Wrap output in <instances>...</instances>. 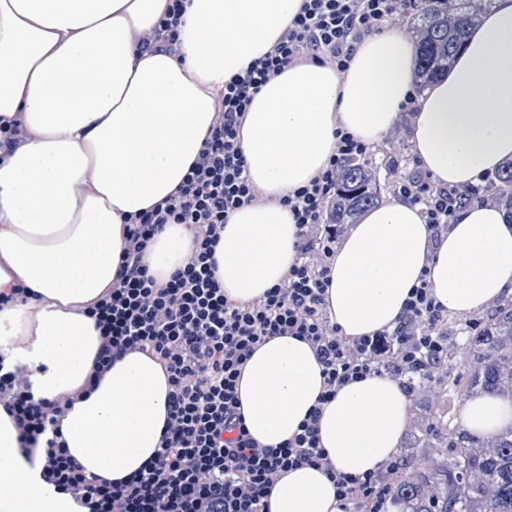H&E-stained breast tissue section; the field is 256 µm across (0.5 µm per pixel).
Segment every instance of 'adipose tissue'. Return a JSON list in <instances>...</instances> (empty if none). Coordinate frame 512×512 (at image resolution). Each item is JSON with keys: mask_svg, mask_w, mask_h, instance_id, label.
<instances>
[{"mask_svg": "<svg viewBox=\"0 0 512 512\" xmlns=\"http://www.w3.org/2000/svg\"><path fill=\"white\" fill-rule=\"evenodd\" d=\"M170 0H0V118L28 137L0 160V292L26 301L0 308V352L30 373L35 398L79 390L99 346L83 313L116 279L124 218L174 192L196 158L234 75L270 51L302 0H187L179 41L136 49ZM417 45L387 29L365 38L344 73L298 63L269 78L241 129L249 177L264 202L224 226L216 276L230 297L255 300L296 257L297 226L277 200L327 164L344 129L380 142L412 106L419 166L440 186L467 187L512 161V0H494L448 72L417 90ZM191 248L185 225L156 235L143 262L169 278ZM427 281L448 313L466 317L512 299V215L474 203L434 235L418 205L388 198L364 212L336 246L328 315L347 337L393 327L411 288ZM322 367L311 346L278 336L258 347L239 380L240 413L260 443L293 437L321 406L319 439L336 470L360 475L393 457L409 422L398 383L371 375L319 404ZM166 373L144 353L116 360L62 423L86 474L118 481L156 452L167 417ZM136 410H128V398ZM460 426L487 440L512 428V400L478 392ZM270 512H338L322 470H288ZM19 454L0 411V512H73Z\"/></svg>", "mask_w": 512, "mask_h": 512, "instance_id": "ef3b65f1", "label": "adipose tissue"}]
</instances>
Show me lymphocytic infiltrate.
Returning a JSON list of instances; mask_svg holds the SVG:
<instances>
[{
  "label": "lymphocytic infiltrate",
  "instance_id": "f902f5d3",
  "mask_svg": "<svg viewBox=\"0 0 512 512\" xmlns=\"http://www.w3.org/2000/svg\"><path fill=\"white\" fill-rule=\"evenodd\" d=\"M410 5L411 0H303L273 49L225 83L213 124L181 185L151 209L128 217L117 278L86 311L100 345L82 391L95 390L112 363L129 352L160 362L170 387L167 418L158 450L138 472L117 482L86 475L60 432L73 396L34 398L23 369H7L0 355V409L15 425L21 456L40 464L41 480L80 512H269L267 497L281 473L304 465L323 470L335 484L338 512H389L404 459L392 458L360 476L337 472L320 445V407L345 384L375 374L413 394L415 380L431 379L448 354L441 330L448 314L423 282L413 288L393 328L350 338L328 316L330 261L342 233L329 220L330 202L345 162L365 157L369 145L337 130L327 167L281 197L298 227L296 259L263 297L247 303L228 297L215 276V253L231 214L258 198L240 146L254 95L292 63H327L344 72L356 44ZM395 191L418 204L437 233L458 209L454 188L412 179L399 182ZM168 224L192 230L193 247L183 268L161 283L142 255ZM277 336L313 347L324 389L298 433L272 446L250 433L238 410L237 381L254 350Z\"/></svg>",
  "mask_w": 512,
  "mask_h": 512
}]
</instances>
